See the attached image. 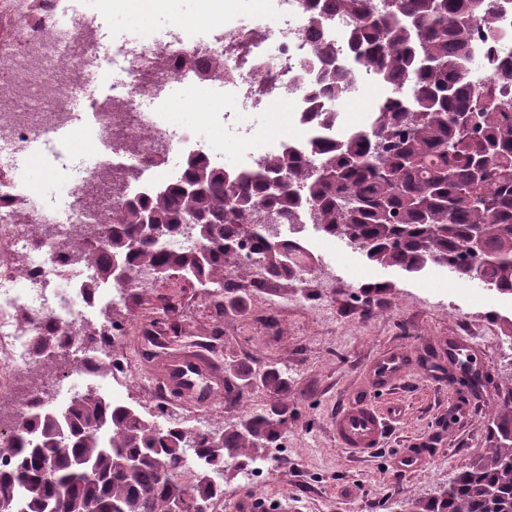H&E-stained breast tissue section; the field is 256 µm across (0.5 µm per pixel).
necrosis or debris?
Masks as SVG:
<instances>
[{
  "mask_svg": "<svg viewBox=\"0 0 512 512\" xmlns=\"http://www.w3.org/2000/svg\"><path fill=\"white\" fill-rule=\"evenodd\" d=\"M104 2L115 12L140 4L146 20L140 36L127 39L120 50L121 92L97 101L94 133L111 145V162L87 161L82 148L52 150L48 175L61 185L62 195L48 203L22 174L0 171V248L23 260L18 269L0 266V404L10 407L9 413L0 412V438L12 436L19 421L46 403L61 410L69 402V374L57 375L51 387L43 385L38 337H50L64 355L79 356L75 333L87 311L125 294L113 286L85 295L83 285L96 270L70 259L66 244L81 226L112 221L85 206L87 193L106 178H118L131 155L138 160V179L127 198L180 184L184 168L166 166L156 149L178 141L187 153L214 161L225 121L247 108L262 113L264 122L246 130L238 144L246 167L259 168L270 152L284 147L304 151L316 128L315 113L338 111L339 103L316 102L298 91L301 63L313 59L320 43L335 53L315 59L318 67L342 69L350 63L349 20L335 16L307 29L300 0H259L249 19L242 17L238 0H197L194 15L171 16L162 41L152 37L147 20L166 12L169 0ZM498 12L500 33L484 43L488 62L471 72V84L487 83L500 52L512 49V0H499ZM100 41L95 17L65 7L64 0H0V142L20 146L71 127L73 92L83 88L89 71L102 67ZM187 56L196 64L190 76L182 66ZM218 59L225 69L220 77L209 73ZM147 100H165L177 109L204 105L199 120L211 137L195 139L176 132L168 119H151L141 109ZM283 104L288 111L282 116Z\"/></svg>",
  "mask_w": 512,
  "mask_h": 512,
  "instance_id": "obj_1",
  "label": "necrosis or debris"
}]
</instances>
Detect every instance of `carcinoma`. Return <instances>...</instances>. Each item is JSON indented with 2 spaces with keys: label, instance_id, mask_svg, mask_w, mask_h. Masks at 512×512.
<instances>
[{
  "label": "carcinoma",
  "instance_id": "carcinoma-1",
  "mask_svg": "<svg viewBox=\"0 0 512 512\" xmlns=\"http://www.w3.org/2000/svg\"><path fill=\"white\" fill-rule=\"evenodd\" d=\"M496 0H325L312 25L332 15L351 23V69L315 70L305 61V87L351 94L371 72L392 87L367 129L332 138L321 128L307 151L271 153L257 175L188 157L185 183L131 200L110 224H89L69 243L76 264L94 267L90 291L113 281L112 260L127 272L163 268L220 294H232V275L248 244L264 272L293 280L314 260L299 233L302 216L330 236L357 247L384 267L417 272L445 267L469 282L485 259L480 286L512 295V56L497 78L474 91L465 74L485 59L464 53L475 28L495 31ZM260 213L293 228L272 237L254 220ZM198 248L164 247L186 224ZM154 225L151 236L142 225ZM481 238L480 254L472 251ZM43 364H60L55 346L40 343ZM254 374L240 372L224 387L248 401ZM260 382L278 396L270 408L247 412L220 431L166 425L99 394L77 395L64 412L47 409L21 424L22 436L0 441V512H168L170 502L208 503L217 479L186 486L191 468L221 473L265 459L288 423V383L268 366ZM486 451L457 475L438 501L441 512H512V398L486 417ZM135 463L132 473L116 461Z\"/></svg>",
  "mask_w": 512,
  "mask_h": 512
}]
</instances>
